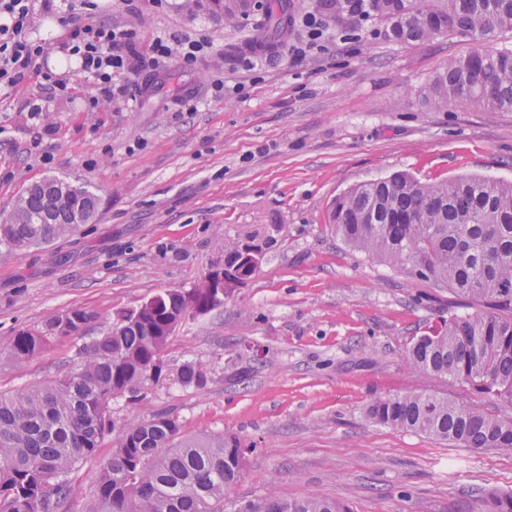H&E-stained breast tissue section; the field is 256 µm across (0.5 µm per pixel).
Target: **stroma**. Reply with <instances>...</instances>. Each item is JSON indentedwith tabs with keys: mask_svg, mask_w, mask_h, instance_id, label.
I'll return each mask as SVG.
<instances>
[{
	"mask_svg": "<svg viewBox=\"0 0 512 512\" xmlns=\"http://www.w3.org/2000/svg\"><path fill=\"white\" fill-rule=\"evenodd\" d=\"M323 3L287 0L288 29L273 40L263 25L273 0H247L230 14L212 0L36 8L31 36L49 42L44 66L68 91L49 95L31 73L19 92H0V213L45 177L87 187L100 204L77 234L0 256V390L60 373L118 312L166 288H195L232 248L257 245L256 273L223 307L183 320L163 352L166 378L137 401L115 400V424L168 409L185 433L237 436L246 448L240 500L272 490L288 499L324 494L353 512H474L477 491L512 492V453L476 452L366 417L375 398L406 392L512 417V403L405 358L412 338L466 305L412 269L349 247L331 208L354 186L397 171L423 182L512 181V111L426 98L431 78L472 52L476 38L400 44L377 19L355 27ZM307 14L325 17L314 43L301 24ZM63 15L134 30L144 45L180 32L213 47L189 66H141L124 98L91 111L93 84L57 49ZM34 100L43 121L28 116ZM74 307L96 315L85 334L52 341L21 364L4 353L18 330H40L48 315ZM188 361L204 368V387L179 383ZM111 454L106 445L75 466L67 512H89L99 463Z\"/></svg>",
	"mask_w": 512,
	"mask_h": 512,
	"instance_id": "1",
	"label": "stroma"
}]
</instances>
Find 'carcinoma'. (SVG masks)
<instances>
[{"label": "carcinoma", "mask_w": 512, "mask_h": 512, "mask_svg": "<svg viewBox=\"0 0 512 512\" xmlns=\"http://www.w3.org/2000/svg\"><path fill=\"white\" fill-rule=\"evenodd\" d=\"M385 36L401 43L435 35L488 36L512 28V0H374ZM435 105L470 103L512 109V49L481 47L454 58L427 87ZM88 219L98 196L82 186L66 199L26 190L15 203L31 224H0V253L49 245L74 233L76 207ZM336 233L351 247L448 286L472 311L429 327L406 352L421 372L465 383L490 398L512 403V182L461 177L424 184L406 172L353 187L334 203ZM237 250L224 256V291L244 283L230 272ZM224 298L199 286L165 289L121 312L122 321L83 348L79 364L63 375L13 392L0 391V512H59L74 493L69 474L94 458L116 434L112 456L101 462L90 512H351L327 495L236 500L245 449L222 433L191 436L169 411L133 419L120 429L111 403L135 400L148 381L164 374L161 354L169 322L184 313L207 314ZM95 315L74 308L52 314L39 332L19 331L7 345L23 363L52 338L87 331ZM183 386L206 383L202 367L185 363ZM369 420L474 450L512 452V419L446 397L407 392L377 398ZM481 512H512V493L480 496Z\"/></svg>", "instance_id": "cac0c4a2"}]
</instances>
